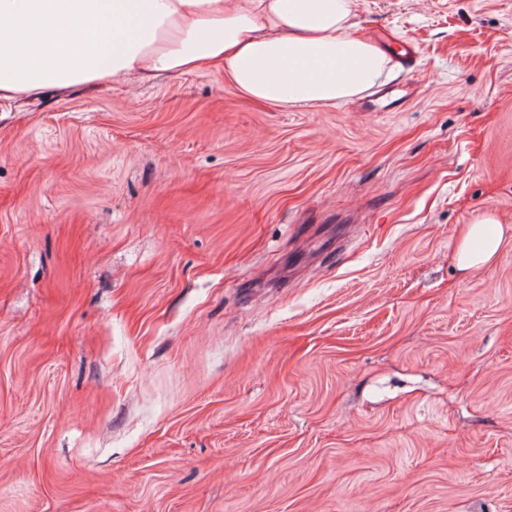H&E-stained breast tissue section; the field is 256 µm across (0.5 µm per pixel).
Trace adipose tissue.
Here are the masks:
<instances>
[{
	"instance_id": "adipose-tissue-1",
	"label": "adipose tissue",
	"mask_w": 512,
	"mask_h": 512,
	"mask_svg": "<svg viewBox=\"0 0 512 512\" xmlns=\"http://www.w3.org/2000/svg\"><path fill=\"white\" fill-rule=\"evenodd\" d=\"M353 28L350 0H0V101L220 66L253 98L333 104L384 75V50ZM502 238L477 217L461 268L490 264Z\"/></svg>"
}]
</instances>
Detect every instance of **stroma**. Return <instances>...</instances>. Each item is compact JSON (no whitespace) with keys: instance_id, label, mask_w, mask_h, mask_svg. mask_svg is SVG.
Masks as SVG:
<instances>
[{"instance_id":"35a3bbf8","label":"stroma","mask_w":512,"mask_h":512,"mask_svg":"<svg viewBox=\"0 0 512 512\" xmlns=\"http://www.w3.org/2000/svg\"><path fill=\"white\" fill-rule=\"evenodd\" d=\"M352 10L407 96L0 105V512H512V0ZM494 225L492 233L488 226ZM503 238V229L492 215L477 217L470 224L458 245V259L463 269L479 268L490 264L498 254Z\"/></svg>"}]
</instances>
